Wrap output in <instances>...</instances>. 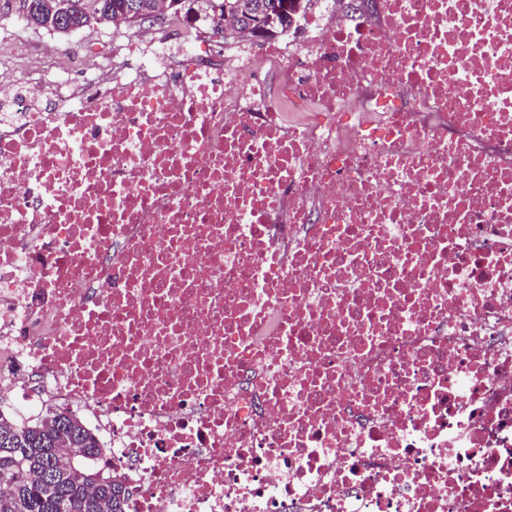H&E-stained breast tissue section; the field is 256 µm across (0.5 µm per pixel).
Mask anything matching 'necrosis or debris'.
<instances>
[{
  "label": "necrosis or debris",
  "mask_w": 512,
  "mask_h": 512,
  "mask_svg": "<svg viewBox=\"0 0 512 512\" xmlns=\"http://www.w3.org/2000/svg\"><path fill=\"white\" fill-rule=\"evenodd\" d=\"M302 28L0 83V397L127 512H512V0Z\"/></svg>",
  "instance_id": "necrosis-or-debris-1"
}]
</instances>
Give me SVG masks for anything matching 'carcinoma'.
Here are the masks:
<instances>
[{
    "label": "carcinoma",
    "mask_w": 512,
    "mask_h": 512,
    "mask_svg": "<svg viewBox=\"0 0 512 512\" xmlns=\"http://www.w3.org/2000/svg\"><path fill=\"white\" fill-rule=\"evenodd\" d=\"M44 6L27 20L35 28L53 30L50 10L55 0H33ZM130 0H100L97 23L128 22L126 5ZM223 22L240 10L257 7L255 20L279 35L290 29L288 15L282 12L284 0H202ZM0 512H126L129 492L113 476L102 475L95 466L99 455L96 435L71 413L49 411L46 415L18 420L0 410Z\"/></svg>",
    "instance_id": "1"
}]
</instances>
